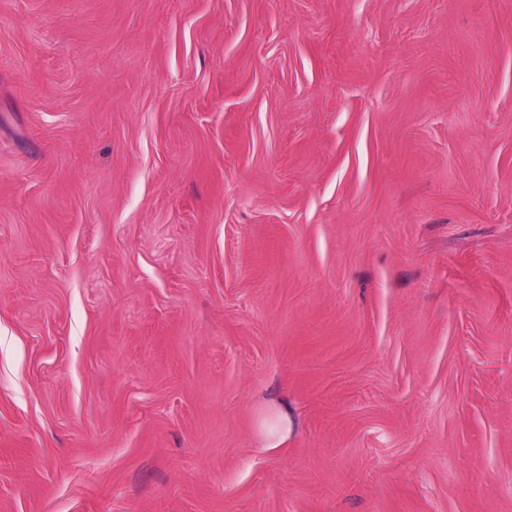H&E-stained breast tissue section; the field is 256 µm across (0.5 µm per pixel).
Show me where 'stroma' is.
Instances as JSON below:
<instances>
[{"label":"stroma","instance_id":"35a3bbf8","mask_svg":"<svg viewBox=\"0 0 512 512\" xmlns=\"http://www.w3.org/2000/svg\"><path fill=\"white\" fill-rule=\"evenodd\" d=\"M0 512H512V0H0ZM288 408L269 402L259 412L257 435L261 448H277L288 438Z\"/></svg>","mask_w":512,"mask_h":512}]
</instances>
